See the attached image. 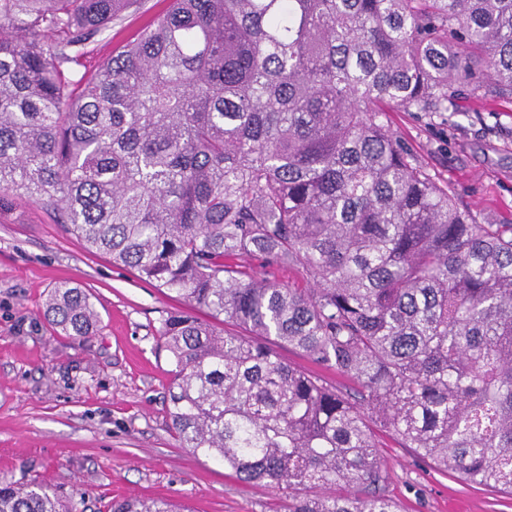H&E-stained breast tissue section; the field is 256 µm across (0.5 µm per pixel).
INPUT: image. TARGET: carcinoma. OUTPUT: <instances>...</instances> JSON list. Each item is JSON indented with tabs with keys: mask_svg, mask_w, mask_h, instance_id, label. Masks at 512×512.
<instances>
[{
	"mask_svg": "<svg viewBox=\"0 0 512 512\" xmlns=\"http://www.w3.org/2000/svg\"><path fill=\"white\" fill-rule=\"evenodd\" d=\"M145 4L0 0V208L28 198L188 304L159 329L172 429L288 489V512H398L377 426L512 491V224L475 223L383 122L466 91L512 101V0H169L76 75ZM43 315L75 340L100 323L68 283ZM80 505L0 486V512ZM110 512L191 510L130 496ZM147 7L146 12L139 14L129 24L124 27L113 28L108 38L100 39L92 44L90 46L92 51L81 60L82 64L80 66L74 67L75 70L83 72L85 69L95 68L102 57L111 54L116 46L132 39L139 29L162 15L168 7V2L167 0H148ZM282 356L288 360L294 367L305 370L307 372L318 374L330 381H332L336 386L340 388H344L349 385V382L343 378L336 377V374H333L329 371H325L318 366L312 364L306 357H304L300 352L288 349V347H282L279 349Z\"/></svg>",
	"mask_w": 512,
	"mask_h": 512,
	"instance_id": "obj_1",
	"label": "carcinoma"
}]
</instances>
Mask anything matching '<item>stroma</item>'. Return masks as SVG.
Returning <instances> with one entry per match:
<instances>
[{
  "instance_id": "stroma-1",
  "label": "stroma",
  "mask_w": 512,
  "mask_h": 512,
  "mask_svg": "<svg viewBox=\"0 0 512 512\" xmlns=\"http://www.w3.org/2000/svg\"><path fill=\"white\" fill-rule=\"evenodd\" d=\"M167 0L92 44L86 69L162 15ZM386 120L432 179L479 224H512V102L459 96L449 111ZM84 288L101 314L92 336L57 333L50 288ZM182 301L67 234L39 205L0 209V485L33 480L79 493L86 512L112 498L163 497L191 512H282L288 492L248 484L181 448L167 416L171 366L160 320ZM385 495L399 512H512V494L444 472L379 431Z\"/></svg>"
}]
</instances>
